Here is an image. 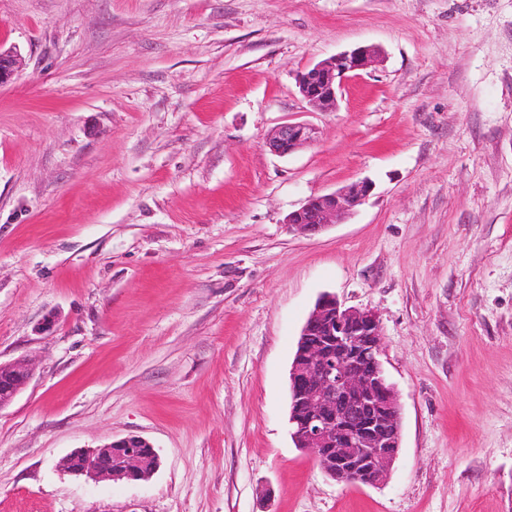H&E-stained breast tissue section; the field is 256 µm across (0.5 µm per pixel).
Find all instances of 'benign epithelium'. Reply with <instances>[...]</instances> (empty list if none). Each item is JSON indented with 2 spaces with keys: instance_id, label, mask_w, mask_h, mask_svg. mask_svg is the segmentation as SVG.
<instances>
[{
  "instance_id": "obj_1",
  "label": "benign epithelium",
  "mask_w": 512,
  "mask_h": 512,
  "mask_svg": "<svg viewBox=\"0 0 512 512\" xmlns=\"http://www.w3.org/2000/svg\"><path fill=\"white\" fill-rule=\"evenodd\" d=\"M377 50L361 45L334 54L300 72L298 91L324 112L336 110L344 82L369 69ZM20 67L18 55L0 47V86ZM315 140V129L287 123L272 134L271 151L290 155ZM373 191L364 179L334 193L308 199L286 217L296 233L311 236L350 214ZM301 348L291 370L290 426L298 448L311 454L336 483L376 486L383 482L401 445V409L383 363V338L370 309L345 308L331 295L321 296L306 323ZM33 375L27 360L0 363V410L9 406ZM135 448H153L145 438L128 435L101 446L71 452L62 470L88 479L140 481L160 466L157 452L149 459Z\"/></svg>"
}]
</instances>
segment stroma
Listing matches in <instances>:
<instances>
[{
    "label": "stroma",
    "instance_id": "35a3bbf8",
    "mask_svg": "<svg viewBox=\"0 0 512 512\" xmlns=\"http://www.w3.org/2000/svg\"><path fill=\"white\" fill-rule=\"evenodd\" d=\"M379 63L335 111L298 71ZM0 512H512V0H0ZM287 122L316 138L267 146ZM368 179L339 223L285 216ZM374 311L383 483L290 435L321 294ZM139 435L146 481L64 472ZM376 58L377 50L370 45L334 54L298 74L299 94L324 112L334 111L344 82L372 67ZM33 375L32 363L27 360L0 363V410L9 406L28 384Z\"/></svg>",
    "mask_w": 512,
    "mask_h": 512
}]
</instances>
